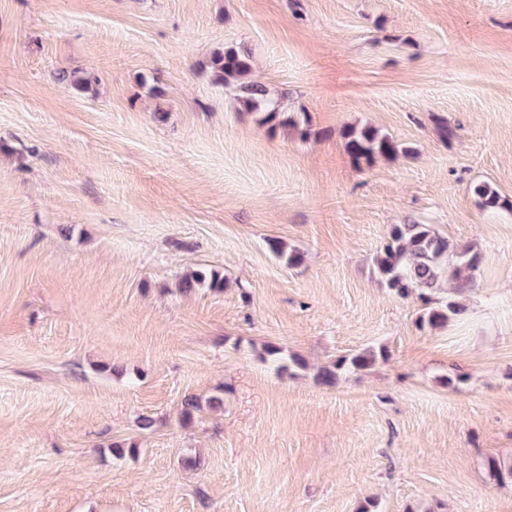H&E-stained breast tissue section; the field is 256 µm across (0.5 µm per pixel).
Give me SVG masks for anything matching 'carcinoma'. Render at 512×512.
Instances as JSON below:
<instances>
[{"instance_id":"cac0c4a2","label":"carcinoma","mask_w":512,"mask_h":512,"mask_svg":"<svg viewBox=\"0 0 512 512\" xmlns=\"http://www.w3.org/2000/svg\"><path fill=\"white\" fill-rule=\"evenodd\" d=\"M211 67L217 80L234 85L238 101L247 110L262 115L261 122L274 129L278 126H298L295 120L281 119L278 103L268 96L264 86L249 80L252 65L250 56L239 49L228 47L211 57ZM345 146L355 163H373L378 158H389L398 152H408L391 137L371 127H351L344 133ZM474 193L479 204L486 209L504 205L499 193L490 185L475 186ZM375 265L387 287L400 297L410 291H418V297L425 305L422 322L431 328L448 324L452 316L464 312V306L455 300L435 301L432 294L442 283L453 281L458 288L470 286L471 277L463 275L478 265V258L452 244L448 238L433 231L428 224H393L389 230L388 242L375 257ZM204 284L212 289H222L223 282L216 274L196 270L181 278L178 288L187 292ZM384 351L362 349L349 356L337 359L319 372L320 381L332 385L343 370H364L373 366Z\"/></svg>"}]
</instances>
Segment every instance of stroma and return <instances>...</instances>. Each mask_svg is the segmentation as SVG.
Instances as JSON below:
<instances>
[{"label": "stroma", "mask_w": 512, "mask_h": 512, "mask_svg": "<svg viewBox=\"0 0 512 512\" xmlns=\"http://www.w3.org/2000/svg\"><path fill=\"white\" fill-rule=\"evenodd\" d=\"M227 47L298 128L216 80ZM352 126L410 152L355 164ZM412 222L479 256L444 328L373 265ZM199 268L223 291L181 292ZM490 457L512 462V0H0V512H512ZM385 353L382 349L377 352L374 349L366 348L349 356L337 359L332 365L324 367L319 372L320 381L324 384L332 385L338 380L342 370H364L373 366L379 357L384 358Z\"/></svg>", "instance_id": "35a3bbf8"}]
</instances>
